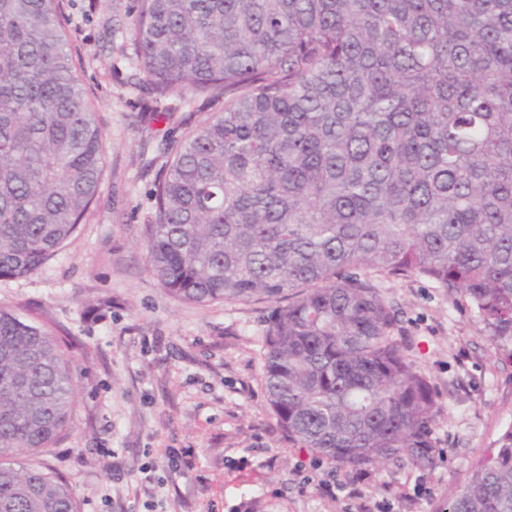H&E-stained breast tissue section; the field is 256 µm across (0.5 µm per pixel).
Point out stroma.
Instances as JSON below:
<instances>
[{"instance_id": "35a3bbf8", "label": "stroma", "mask_w": 512, "mask_h": 512, "mask_svg": "<svg viewBox=\"0 0 512 512\" xmlns=\"http://www.w3.org/2000/svg\"><path fill=\"white\" fill-rule=\"evenodd\" d=\"M132 0H64L62 22L106 139L99 200L79 234L33 274L0 280V307L49 325L74 367L75 427L47 461L81 512H441L512 424V367L474 311L425 278L376 275L401 307L409 358L442 412L427 468L368 467L362 498L323 495L335 466L285 441L263 382L266 301L200 306L169 295L145 264L160 151L185 117L151 121L136 80ZM178 469L166 465L168 452Z\"/></svg>"}]
</instances>
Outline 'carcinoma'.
<instances>
[{
	"instance_id": "carcinoma-1",
	"label": "carcinoma",
	"mask_w": 512,
	"mask_h": 512,
	"mask_svg": "<svg viewBox=\"0 0 512 512\" xmlns=\"http://www.w3.org/2000/svg\"><path fill=\"white\" fill-rule=\"evenodd\" d=\"M61 0H0V278L38 270L98 202L103 133ZM154 119L223 98L155 174L146 266L199 305L274 303L281 435L341 466L432 463L441 407L398 304L424 277L512 363V0H133ZM50 327L0 308V512H79L45 464L72 428ZM446 512H512V424Z\"/></svg>"
}]
</instances>
